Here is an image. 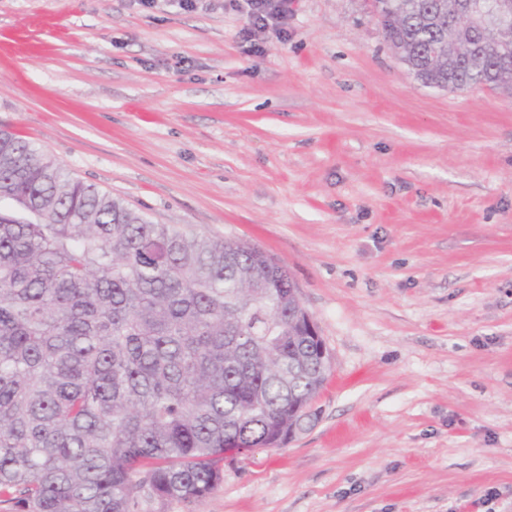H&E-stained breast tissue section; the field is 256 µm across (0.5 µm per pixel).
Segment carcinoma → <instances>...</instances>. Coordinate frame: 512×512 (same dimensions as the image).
<instances>
[{
    "label": "carcinoma",
    "instance_id": "carcinoma-1",
    "mask_svg": "<svg viewBox=\"0 0 512 512\" xmlns=\"http://www.w3.org/2000/svg\"><path fill=\"white\" fill-rule=\"evenodd\" d=\"M462 0H372L428 88L512 94V34L466 44ZM480 50L491 64L474 70ZM263 287L245 286L243 272ZM288 270L258 247L154 224L0 129V503L135 512L204 500L224 456L280 448L331 372Z\"/></svg>",
    "mask_w": 512,
    "mask_h": 512
}]
</instances>
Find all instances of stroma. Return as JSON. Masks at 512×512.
<instances>
[{
	"instance_id": "stroma-1",
	"label": "stroma",
	"mask_w": 512,
	"mask_h": 512,
	"mask_svg": "<svg viewBox=\"0 0 512 512\" xmlns=\"http://www.w3.org/2000/svg\"><path fill=\"white\" fill-rule=\"evenodd\" d=\"M284 265L315 418L136 512H512V96L420 84L369 0H0V129ZM290 0H247L251 25L263 28L274 25L288 12Z\"/></svg>"
}]
</instances>
